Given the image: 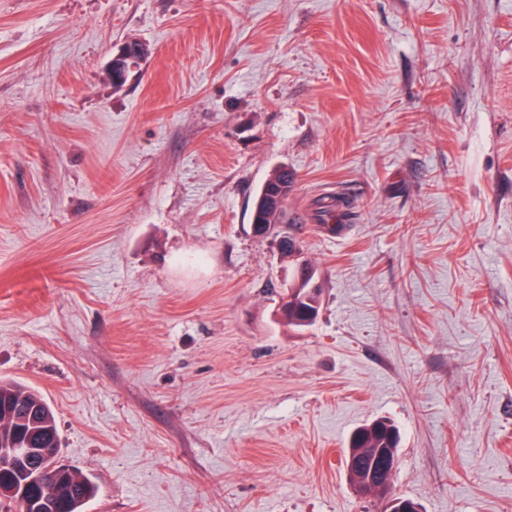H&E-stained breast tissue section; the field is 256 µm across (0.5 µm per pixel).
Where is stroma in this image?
Returning <instances> with one entry per match:
<instances>
[{
  "label": "stroma",
  "mask_w": 512,
  "mask_h": 512,
  "mask_svg": "<svg viewBox=\"0 0 512 512\" xmlns=\"http://www.w3.org/2000/svg\"><path fill=\"white\" fill-rule=\"evenodd\" d=\"M0 378L85 512H383L343 464L378 418L394 493L512 512V0H0ZM141 53L142 51L138 46L128 43L113 56L110 62V71L112 80H114L115 83H120L125 80L127 71L132 66L130 63L137 62ZM116 75H118L119 80L115 78ZM293 181L294 177L292 173L288 172L287 167L283 166L281 170L274 169L272 174L264 181L260 190L258 191L259 193L262 189H265L267 191V196L263 192L258 197L255 204V216H257L258 211L262 212L270 205L271 198H276L283 193L285 194V201L288 197V191L290 190ZM336 203V209L333 205L321 206L315 211V219L319 224L326 225L330 232H336L344 224L350 222L353 218L352 202L347 198H339ZM328 220H334L332 226H329ZM313 307L308 304L304 298L298 299L297 302L287 303L286 306L282 309V313L280 318L284 320L288 326L293 327L294 329L301 330L307 327H310L314 324V322L308 324H302L300 321L304 319V315L307 309H312Z\"/></svg>",
  "instance_id": "obj_1"
}]
</instances>
